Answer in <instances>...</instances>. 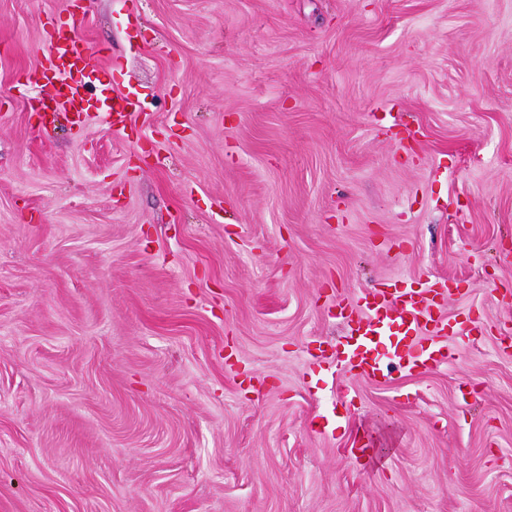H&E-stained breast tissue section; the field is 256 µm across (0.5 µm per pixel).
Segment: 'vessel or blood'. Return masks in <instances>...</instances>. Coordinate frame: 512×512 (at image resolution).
I'll use <instances>...</instances> for the list:
<instances>
[{"label":"vessel or blood","mask_w":512,"mask_h":512,"mask_svg":"<svg viewBox=\"0 0 512 512\" xmlns=\"http://www.w3.org/2000/svg\"><path fill=\"white\" fill-rule=\"evenodd\" d=\"M92 55L90 44L74 31L54 29L44 38L42 55L28 72L29 82L38 88L40 98H58L64 111L86 112L96 104L104 112H115L110 83H102L100 95L94 101L75 89L64 96L58 93L64 68L77 63L90 65ZM452 293L449 280L443 278L428 281L423 288L404 286L393 280L385 287L359 293L353 302L336 307L335 317L345 324L347 338L336 344L335 362H327L323 356L313 353L308 359L309 368L320 367L327 372L339 368L375 382L384 381L390 372L380 363L376 345L389 332L394 335L390 342L393 355L399 368L407 374L445 364L448 325L433 322L432 310Z\"/></svg>","instance_id":"obj_1"}]
</instances>
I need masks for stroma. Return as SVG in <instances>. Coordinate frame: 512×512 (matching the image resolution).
Here are the masks:
<instances>
[{
	"label": "stroma",
	"instance_id": "35a3bbf8",
	"mask_svg": "<svg viewBox=\"0 0 512 512\" xmlns=\"http://www.w3.org/2000/svg\"><path fill=\"white\" fill-rule=\"evenodd\" d=\"M86 10L0 0V512H512V0ZM49 26L122 123L40 124ZM389 278L453 359L306 373ZM92 55L90 44L79 38L73 30L57 28L47 32L42 56L27 71L30 84L39 89L34 99L42 103L41 99L57 97L58 86L65 78L63 68L73 63L91 67Z\"/></svg>",
	"mask_w": 512,
	"mask_h": 512
}]
</instances>
